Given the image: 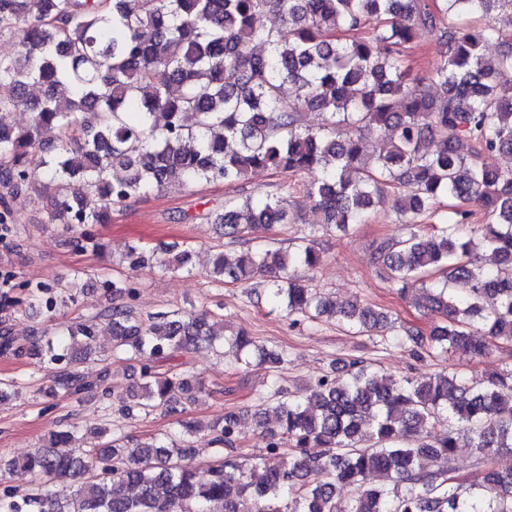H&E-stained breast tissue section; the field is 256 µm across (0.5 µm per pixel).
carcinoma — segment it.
I'll use <instances>...</instances> for the list:
<instances>
[{
	"instance_id": "1",
	"label": "carcinoma",
	"mask_w": 512,
	"mask_h": 512,
	"mask_svg": "<svg viewBox=\"0 0 512 512\" xmlns=\"http://www.w3.org/2000/svg\"><path fill=\"white\" fill-rule=\"evenodd\" d=\"M504 8L512 11V0H0V35L20 46L0 59V116L28 104L29 86L44 92L25 125L0 119V230L39 176L55 188L48 223L81 251L99 247L95 226L116 207L165 188L236 185L257 169L308 177L314 223L341 233L365 223L392 189L406 234L378 242L372 262L416 309L441 318L426 333L401 334L377 307L339 305L295 275L322 262L307 237L292 250L251 248L232 260L219 253L209 276L243 284L263 275L266 301L292 320L334 319L417 359L512 344V171L487 162L512 154V46L495 58L484 53ZM263 14L282 27L257 26ZM449 16L457 22L446 23ZM421 30L439 33L445 52L426 77L411 79L404 52ZM243 42L261 53L240 54ZM287 83L301 95L285 98ZM382 127L394 137L366 153L363 140ZM429 140L438 143L432 152ZM117 168L125 175L114 179ZM294 191L290 183L262 203L228 199L215 221L230 239L268 231L288 223ZM441 197L456 201L451 215L418 223ZM471 201L490 217L477 238L463 233ZM189 255L132 245L126 260L131 270L168 273L186 268ZM456 283L468 292L458 294ZM104 286L134 299L123 279ZM49 290L38 285L17 304L52 312L75 300ZM208 316L108 310L112 352L140 371L139 392L117 410L122 419L175 413L205 394L198 376L160 371L178 353L222 345L237 364H252V337L218 335ZM96 336L92 319L23 340L1 327L0 351L66 362L48 373L49 397L95 390L104 400V380L79 370ZM259 362L276 371L288 353L262 348ZM257 400L263 452L249 465L238 461L236 416L226 412L211 425L218 459L204 476L183 438L160 433L129 448L113 437L84 448L78 426L61 423L48 445L0 460V470L36 486L21 495L0 488V512H211L215 503L224 512H512V469L494 463L512 453V369L478 382L445 372L398 379L349 358L300 394L274 379ZM269 411L275 429L266 427ZM444 420L442 438L423 440ZM461 434L485 465L466 487L449 467ZM344 487L352 489L345 499L337 494Z\"/></svg>"
}]
</instances>
